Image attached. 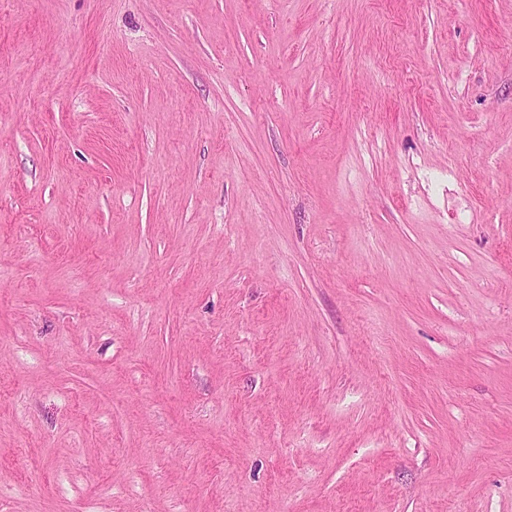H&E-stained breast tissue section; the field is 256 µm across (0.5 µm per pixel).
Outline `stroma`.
Returning a JSON list of instances; mask_svg holds the SVG:
<instances>
[{
    "instance_id": "35a3bbf8",
    "label": "stroma",
    "mask_w": 512,
    "mask_h": 512,
    "mask_svg": "<svg viewBox=\"0 0 512 512\" xmlns=\"http://www.w3.org/2000/svg\"><path fill=\"white\" fill-rule=\"evenodd\" d=\"M0 512H512V0H0Z\"/></svg>"
}]
</instances>
